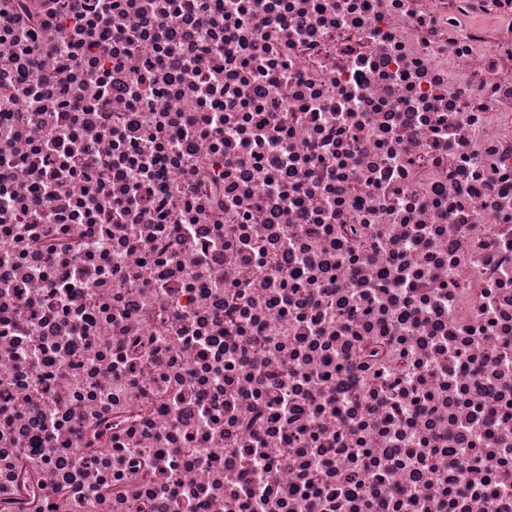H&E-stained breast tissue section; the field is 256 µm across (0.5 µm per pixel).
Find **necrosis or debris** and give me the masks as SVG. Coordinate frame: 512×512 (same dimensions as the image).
<instances>
[{"label":"necrosis or debris","mask_w":512,"mask_h":512,"mask_svg":"<svg viewBox=\"0 0 512 512\" xmlns=\"http://www.w3.org/2000/svg\"><path fill=\"white\" fill-rule=\"evenodd\" d=\"M0 512H512V0H0Z\"/></svg>","instance_id":"obj_1"}]
</instances>
